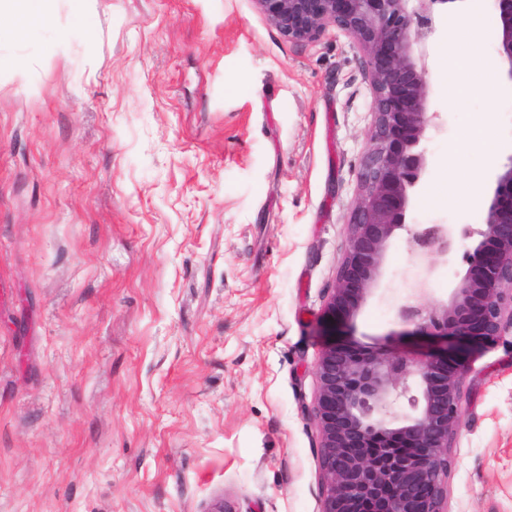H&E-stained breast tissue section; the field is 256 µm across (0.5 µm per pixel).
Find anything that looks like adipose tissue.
<instances>
[{
  "instance_id": "ef3b65f1",
  "label": "adipose tissue",
  "mask_w": 512,
  "mask_h": 512,
  "mask_svg": "<svg viewBox=\"0 0 512 512\" xmlns=\"http://www.w3.org/2000/svg\"><path fill=\"white\" fill-rule=\"evenodd\" d=\"M472 27L458 29L449 36L448 54L454 64L451 73L450 96L460 99L480 93L490 95L491 68L486 58L480 54L476 43L479 37L489 35L491 26L482 16L473 17ZM497 137L496 116L494 113H482L471 126L462 132L458 142L448 151L449 163H458L461 156L469 153L472 147L484 150V167L491 166L493 145Z\"/></svg>"
}]
</instances>
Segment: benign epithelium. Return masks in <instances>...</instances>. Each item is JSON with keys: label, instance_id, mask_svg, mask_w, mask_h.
Instances as JSON below:
<instances>
[{"label": "benign epithelium", "instance_id": "obj_1", "mask_svg": "<svg viewBox=\"0 0 512 512\" xmlns=\"http://www.w3.org/2000/svg\"><path fill=\"white\" fill-rule=\"evenodd\" d=\"M290 41L314 42L334 26L361 53L373 121L347 222L337 285L324 308L334 336L354 324L383 276L394 232L406 227L425 171L427 40L446 0H254ZM499 57L512 81V0H494ZM483 227L412 231L415 260L460 251L468 265L445 301L424 302L420 280L398 309L400 336L443 342L418 358L387 348L332 344L319 357L314 413L320 432L322 512H449L446 479L464 411L462 360L512 330V154L494 175Z\"/></svg>", "mask_w": 512, "mask_h": 512}]
</instances>
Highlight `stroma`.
Listing matches in <instances>:
<instances>
[{
    "label": "stroma",
    "instance_id": "35a3bbf8",
    "mask_svg": "<svg viewBox=\"0 0 512 512\" xmlns=\"http://www.w3.org/2000/svg\"><path fill=\"white\" fill-rule=\"evenodd\" d=\"M452 0L428 44L427 171L408 222L480 228L485 196L431 205L445 156L512 82L444 92ZM351 38L292 42L253 0H46L0 13V512H322L316 363L372 122ZM461 254L415 264L396 230L354 322L402 336L413 284L447 299ZM450 512H512V333L466 358Z\"/></svg>",
    "mask_w": 512,
    "mask_h": 512
}]
</instances>
